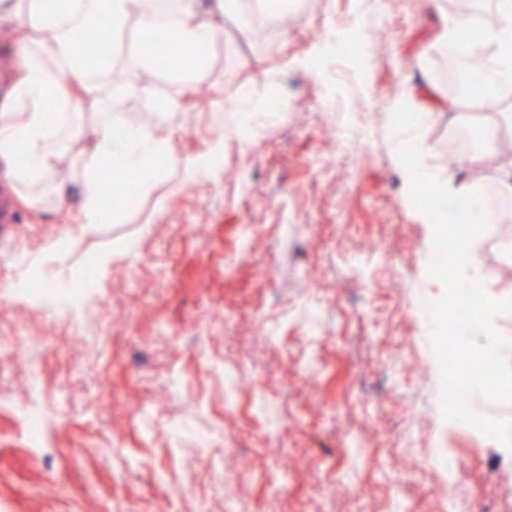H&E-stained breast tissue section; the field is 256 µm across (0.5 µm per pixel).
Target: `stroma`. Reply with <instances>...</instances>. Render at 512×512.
<instances>
[{
    "mask_svg": "<svg viewBox=\"0 0 512 512\" xmlns=\"http://www.w3.org/2000/svg\"><path fill=\"white\" fill-rule=\"evenodd\" d=\"M493 9L294 0L269 15L242 0L210 50L220 80L192 82L183 111L160 118L113 86L114 125L163 122L183 159L219 138L224 152L150 192L126 181L111 223L46 204L0 230V512H512V451L441 411L415 301L444 285L405 175L423 144L502 210L504 154L451 163L465 116L433 108L450 95L445 22ZM358 37L370 54L333 52ZM244 87L279 112L244 113ZM476 248L492 294L512 298V219ZM87 288L100 306H82ZM452 470L453 505L437 492Z\"/></svg>",
    "mask_w": 512,
    "mask_h": 512,
    "instance_id": "1",
    "label": "stroma"
}]
</instances>
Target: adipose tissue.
Listing matches in <instances>:
<instances>
[{"label": "adipose tissue", "instance_id": "ef3b65f1", "mask_svg": "<svg viewBox=\"0 0 512 512\" xmlns=\"http://www.w3.org/2000/svg\"><path fill=\"white\" fill-rule=\"evenodd\" d=\"M238 10L239 0H175L170 9L161 0H0V25L13 30L20 59L8 101L0 107V180L10 183L18 200L34 209L42 202L40 187L50 185L58 207H76L79 223L93 226L119 215L118 209L106 205L101 191L104 165L122 164L146 190L155 185L164 166L182 167L188 175L200 173L198 162L176 155L160 126L130 125L119 135L111 120L86 124L82 118L89 101L103 90L101 78L111 76L115 60L134 54V42H147L166 25L182 44L200 49L223 33L225 16ZM105 22L112 26V44L91 55L81 52L84 34ZM471 24L469 16H457L440 38L481 61L484 86L502 105L495 123L512 126V0H495L494 21L485 32L495 46L493 54H486L482 45L461 42V33ZM151 69V60L139 56L138 69L126 81L122 96L151 100L156 111L166 114L181 110L184 84L211 73L210 59L200 51L175 69L174 89L160 96L142 78ZM51 104L60 108V120L52 126L44 118ZM75 141L88 147L94 168L76 184L53 181L57 168L71 160Z\"/></svg>", "mask_w": 512, "mask_h": 512}]
</instances>
